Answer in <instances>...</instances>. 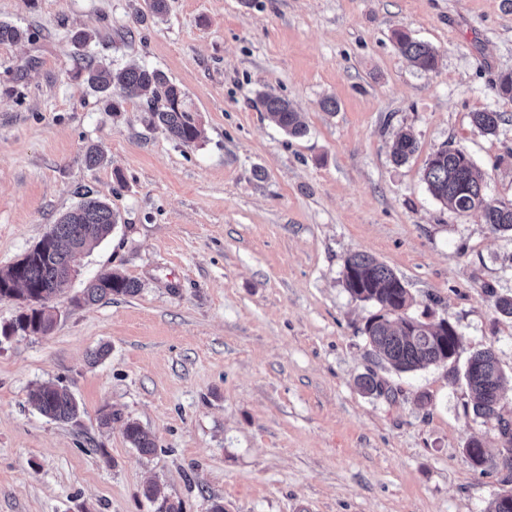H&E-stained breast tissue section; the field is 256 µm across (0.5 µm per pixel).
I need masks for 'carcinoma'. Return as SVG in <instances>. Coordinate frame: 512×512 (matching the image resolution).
Returning <instances> with one entry per match:
<instances>
[{"label":"carcinoma","mask_w":512,"mask_h":512,"mask_svg":"<svg viewBox=\"0 0 512 512\" xmlns=\"http://www.w3.org/2000/svg\"><path fill=\"white\" fill-rule=\"evenodd\" d=\"M28 37V32L8 22L0 21V43H17ZM398 51L420 69L435 67L436 51L424 42L413 40L408 34H395ZM87 85L102 94L109 110L120 112L121 102L137 99L148 114L149 124L164 131L171 139L184 146L195 144L201 137V126L184 102V93L160 70L130 67L119 71L103 64L88 62L75 74ZM263 111L287 134L299 137L307 127L299 120L288 100L269 95L259 96ZM502 115L494 111L475 112L474 127L483 135L497 132ZM416 151V141L410 134H402L393 149L394 160L403 163ZM424 180L428 191L437 200L458 212L478 211L484 223L493 231L512 234V204L492 203L485 198L484 178L475 168L470 156L461 149L445 148L434 153L425 168ZM80 202L53 225L51 245L57 258L28 252L22 269L12 264L0 270V299L21 298L28 294L26 309L12 321L0 327V338L5 340L21 333H46L52 326L53 315L46 294L61 279V261L72 257L75 245L87 253L109 235L117 223L116 215L105 202L89 190L79 193ZM344 270L353 276H344V286L350 295L360 301L379 306V313L367 319L363 334L383 359L398 372H411L430 365L444 364L459 356L462 337L447 319L423 322L408 315L412 298L405 283L384 263L364 254L350 255ZM139 292L136 281L116 272L99 275L84 288L82 299L97 303L112 295L133 296ZM471 371L464 372L472 411L477 418H494L500 435H506L509 422L497 410L498 394L504 376L495 351L491 348L472 353L468 360ZM35 408L43 415L61 422H72L79 415V406L73 394L65 388L45 384L31 396ZM125 435L132 447L147 456L154 452L150 434L135 421L125 424ZM471 466L483 468L501 465L512 472V456L494 460L484 443L474 439L464 448ZM144 495L159 502L158 512H181V504L174 503L153 484Z\"/></svg>","instance_id":"1"}]
</instances>
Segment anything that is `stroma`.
Segmentation results:
<instances>
[{
	"label": "stroma",
	"mask_w": 512,
	"mask_h": 512,
	"mask_svg": "<svg viewBox=\"0 0 512 512\" xmlns=\"http://www.w3.org/2000/svg\"><path fill=\"white\" fill-rule=\"evenodd\" d=\"M167 4L160 18L150 0H0V21L29 33L0 44V269L80 190L117 215L53 299L52 329L0 343V512H155L151 481L182 512H486L512 480L464 457L468 440L495 456L502 439L462 374L493 348L512 419V317L495 308L512 295V236L435 199L423 174L460 148L512 203V100L495 88L512 73V0ZM399 31L435 48L433 70L398 52ZM84 54L163 71L201 139L176 143L135 100L106 112L75 77ZM264 93L307 135L261 112ZM481 111L504 114L496 134L474 128ZM402 132L417 150L399 165ZM356 252L402 279L410 315L455 325L456 362L398 373L373 350L362 329L378 308L343 284ZM111 271L139 292L80 303ZM369 373L386 395L360 391ZM45 382L73 393L77 422L31 406ZM129 420L153 454L132 448ZM259 104L264 112L288 135L299 137L307 132V127L299 120L288 100L269 95H260ZM125 435L133 448L143 455H151L155 448L150 434L135 421H127L125 424Z\"/></svg>",
	"instance_id": "obj_1"
}]
</instances>
